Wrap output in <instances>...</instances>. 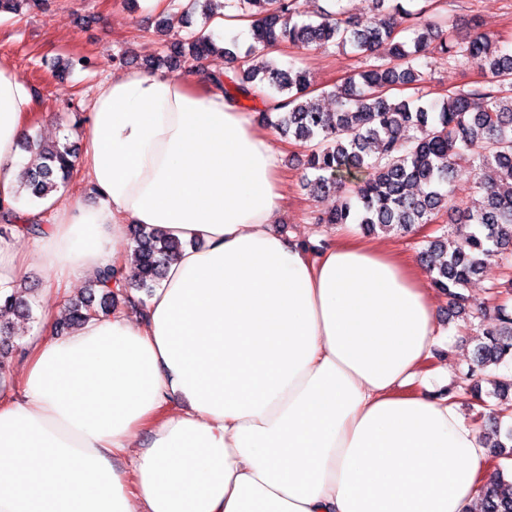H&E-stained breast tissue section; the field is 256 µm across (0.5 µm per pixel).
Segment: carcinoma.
<instances>
[{"instance_id": "carcinoma-1", "label": "carcinoma", "mask_w": 512, "mask_h": 512, "mask_svg": "<svg viewBox=\"0 0 512 512\" xmlns=\"http://www.w3.org/2000/svg\"><path fill=\"white\" fill-rule=\"evenodd\" d=\"M215 0H188L179 13L160 16L156 30L168 35L201 15L203 28L174 43L178 53L215 65L211 82L224 93L244 99L258 97L264 84L280 99L263 105L261 122L307 146L304 187L315 198L336 197L334 206L317 217L319 224H359L366 233H411L448 212L458 167L476 172L481 193L477 206L458 212L453 239L443 233L426 240L419 253L431 286L448 296V311L469 319L463 290L487 273L488 257L512 251V52L485 33L463 35L454 20L424 5L414 10L406 0H371L372 17L362 21L343 0L337 8L323 7L315 19L303 20L295 0H235L242 16L254 20L255 44L243 54L220 47L205 33L216 11ZM291 43L327 48L351 46L365 59L363 69L328 92L336 100L329 111L322 99L310 96L311 74L302 68L280 69L256 45ZM435 56L453 66L474 64L487 75L467 89L448 93L430 106L391 94L398 87L425 80L420 60ZM21 147L31 155L19 197L39 202L66 187L78 168V158L66 143H48L25 136ZM4 224L37 236L43 226L24 223L19 210L0 202ZM136 244L130 277L119 279L108 267L96 273L88 294L67 300L63 328H73L92 316H107L129 298L134 288L151 294L163 278L166 263L184 244L142 224L133 227ZM495 328L476 337L472 366L466 373L512 366V279L495 284ZM33 289L0 290V372L6 373L15 351L10 317L33 319L28 296ZM497 399L491 412L506 413L512 378L494 381ZM507 469L494 473L481 489V512H512V480Z\"/></svg>"}]
</instances>
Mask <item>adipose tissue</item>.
<instances>
[{"mask_svg": "<svg viewBox=\"0 0 512 512\" xmlns=\"http://www.w3.org/2000/svg\"><path fill=\"white\" fill-rule=\"evenodd\" d=\"M37 117L0 60L1 200ZM80 135L96 203L45 198L28 254L0 240V288L129 273L130 224L185 247L143 316L28 339L0 381V512H474L484 439L424 388L437 304L411 259L347 226L314 255L275 232L273 135L208 76L124 71Z\"/></svg>", "mask_w": 512, "mask_h": 512, "instance_id": "ef3b65f1", "label": "adipose tissue"}]
</instances>
